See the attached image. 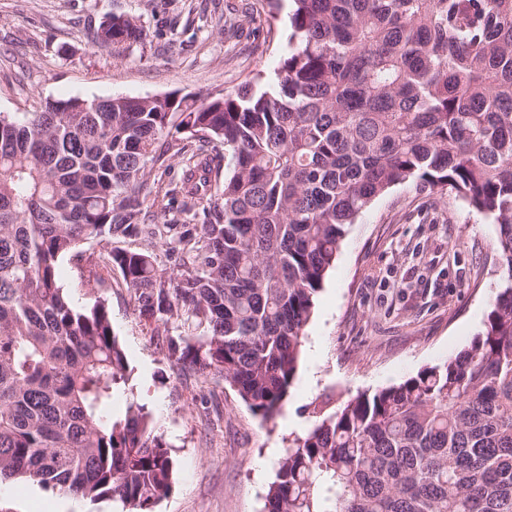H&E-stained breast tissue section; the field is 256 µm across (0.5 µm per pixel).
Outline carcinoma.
Here are the masks:
<instances>
[{
	"label": "carcinoma",
	"mask_w": 512,
	"mask_h": 512,
	"mask_svg": "<svg viewBox=\"0 0 512 512\" xmlns=\"http://www.w3.org/2000/svg\"><path fill=\"white\" fill-rule=\"evenodd\" d=\"M286 19L288 53L262 89L0 113V483L128 512H154L174 483L106 300L74 305L63 260L91 293L118 272L168 357L269 420L347 226L412 181L497 224L504 284L457 356L295 439L264 512H512V0H289ZM90 38L146 33L112 15ZM227 154L197 223L147 222L163 207L156 165L185 159L165 195L193 211Z\"/></svg>",
	"instance_id": "cac0c4a2"
}]
</instances>
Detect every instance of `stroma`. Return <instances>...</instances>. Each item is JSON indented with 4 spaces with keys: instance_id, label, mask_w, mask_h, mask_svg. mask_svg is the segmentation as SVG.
Segmentation results:
<instances>
[{
    "instance_id": "35a3bbf8",
    "label": "stroma",
    "mask_w": 512,
    "mask_h": 512,
    "mask_svg": "<svg viewBox=\"0 0 512 512\" xmlns=\"http://www.w3.org/2000/svg\"><path fill=\"white\" fill-rule=\"evenodd\" d=\"M250 38L225 30L224 0H0V112H31L69 98L191 94L198 98L265 85L288 52L285 10L233 0ZM111 15L134 19L143 43L100 48L87 32ZM496 226L454 193L393 187L348 226L316 296L296 378L279 416L255 415L218 378L180 370L154 340L120 275L89 293L61 266L76 304L108 301L140 402L172 447L175 481L155 512H263L278 463L306 434L357 394L402 383L454 358L481 331L503 285ZM123 512L90 501L0 484V512Z\"/></svg>"
}]
</instances>
